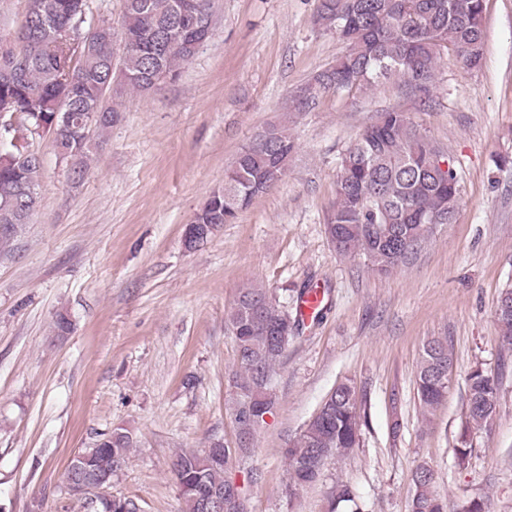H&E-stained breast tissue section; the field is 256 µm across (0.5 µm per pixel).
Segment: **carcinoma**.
I'll return each instance as SVG.
<instances>
[{
  "instance_id": "cac0c4a2",
  "label": "carcinoma",
  "mask_w": 512,
  "mask_h": 512,
  "mask_svg": "<svg viewBox=\"0 0 512 512\" xmlns=\"http://www.w3.org/2000/svg\"><path fill=\"white\" fill-rule=\"evenodd\" d=\"M21 26L0 38V108L20 112L28 126L0 131V224H27L36 207L29 191L37 190L42 159L26 149L25 133L46 132L73 180H81L90 165V138L82 136L86 114L100 107L94 127L104 135L120 120L122 97L152 89L156 70L171 80L197 53V43L209 39L207 18L211 0H186L191 9L181 12L180 0H121L120 35L129 42L120 58L104 43L92 53L73 57L54 42V35L73 27L88 8L85 0H29ZM485 0H318L314 23L348 44L347 53L314 73L292 100L293 111L309 112L330 91L351 93L381 79L397 78L420 98L427 99L434 70L445 52H455L474 69L482 64L485 39ZM30 44L41 46L22 75H5L7 57ZM70 113L69 127L52 132L60 105ZM264 147H246L224 174V191L212 193L195 213V223L213 229L230 224L252 200L267 192L286 174L295 143L285 125L267 128ZM441 156L435 143L421 133L406 113L385 110L364 127L340 157L336 203L326 217L325 233L336 253L362 257L371 268L387 274L417 254L438 224H451L461 198L453 165L443 170L431 165ZM503 342L512 346V310L496 308ZM302 320L288 317V301L267 289H242L225 314V324L236 345L239 371L232 377L237 389L232 415L236 436L252 439L272 412L275 396L271 379L287 346L275 335L283 329L292 336ZM453 364L448 339L431 338L423 345L415 385L422 414L435 415L448 393ZM459 446L454 464L468 465L472 433L497 414V381L483 369L466 378ZM361 413L351 384H339L330 404L315 414L291 440L286 456L295 487L319 480L325 461L356 448L360 442ZM134 439L124 428L82 451L89 469L105 468L112 476L129 459ZM245 448L224 445V460L203 450L183 452L173 472L184 503L183 512H206L207 497L224 493V512H248L246 499L228 489L227 472ZM409 512H448L447 500L433 490L434 471L425 465L413 474ZM355 503L350 486L338 484L331 494V512Z\"/></svg>"
}]
</instances>
